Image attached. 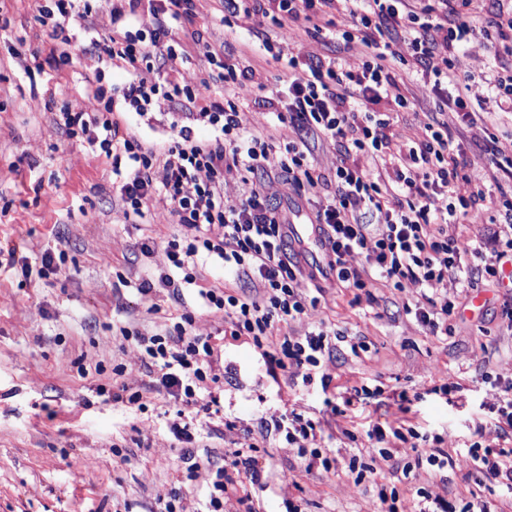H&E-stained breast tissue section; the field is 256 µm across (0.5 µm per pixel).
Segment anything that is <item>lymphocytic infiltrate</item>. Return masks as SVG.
I'll list each match as a JSON object with an SVG mask.
<instances>
[{
  "label": "lymphocytic infiltrate",
  "mask_w": 512,
  "mask_h": 512,
  "mask_svg": "<svg viewBox=\"0 0 512 512\" xmlns=\"http://www.w3.org/2000/svg\"><path fill=\"white\" fill-rule=\"evenodd\" d=\"M194 0H128L115 10L113 23L122 32L112 36L105 52L113 61L153 68L173 56L179 44L178 25L191 19ZM147 8L153 18L150 34L131 33L128 26ZM224 16L234 20L271 19L280 31L306 25L307 32L332 45L327 55L307 52L284 56L280 42L264 39L272 57H287L292 77L276 94L278 109L271 124H286L294 137L277 146L273 135L253 133L236 98L246 71L233 56L208 53L210 69L194 84H149L131 79L113 92L97 88V112L66 111L61 115L69 137L92 134V142L112 158L120 177V195L129 212L143 216L152 203L170 205L178 223L194 229L190 238L166 245L171 272L144 279L139 292L160 286L181 290L195 284L200 262L211 259L224 267V279L248 280L251 293L229 288L201 291L203 306L223 314L234 338H246L264 352L269 370L295 369L303 382L332 379L320 367L331 356L336 331L321 324L301 335L274 336L277 325L300 320L319 303L325 283L367 290L374 282L404 291L419 288L410 312L433 336L449 332L453 305L437 306L436 294L467 288L473 281L499 282L502 266L512 260V163L475 169L464 142L480 146L487 160L512 152V140L490 135L481 121L485 112H512V0H495L492 11L472 10L471 0H224ZM482 49L485 64L468 70L472 47ZM408 66L433 107L417 109L401 91L391 60ZM182 99L173 113L177 133L164 143L121 135L117 110L143 114L145 108ZM392 110L381 109V102ZM421 111L420 135L411 142L395 141L390 133L393 112ZM209 131L195 134L194 125ZM336 153V189L312 209L320 259L304 272L291 238L284 230L307 193L325 182L313 156L312 140ZM162 183H154L155 168ZM276 168L287 189L272 201L263 189L269 168ZM242 179L245 189L233 202L224 199L227 180ZM499 188L497 211L487 205V183ZM460 224H490L494 248L484 254L477 240L459 234ZM478 257L470 264L468 256ZM314 292H299L301 277ZM191 314L164 332L123 330L124 339L139 349L146 370L156 371L155 391L188 406L200 400V385L214 355L209 339L194 335ZM489 412L492 428L476 425V441L467 456L478 481L512 493V380L494 379ZM295 447L306 471L330 472L333 460L324 444L321 422L297 412L277 424ZM494 440H487V431ZM377 454H349L345 469L356 485L374 486L378 512H399L397 491L379 484V462L406 448L423 449L431 471L453 463L440 437L421 435L406 419L378 422L368 431ZM255 461L237 449L231 468H218L204 492V512H224V495L255 478Z\"/></svg>",
  "instance_id": "f902f5d3"
}]
</instances>
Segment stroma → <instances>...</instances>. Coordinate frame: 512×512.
I'll return each mask as SVG.
<instances>
[{"label": "stroma", "mask_w": 512, "mask_h": 512, "mask_svg": "<svg viewBox=\"0 0 512 512\" xmlns=\"http://www.w3.org/2000/svg\"><path fill=\"white\" fill-rule=\"evenodd\" d=\"M38 3L0 0V15L10 20L0 30V247L16 251L14 266L0 270V512H159L175 488L182 491L183 512H197L214 468L230 467L238 447L251 448L258 478L226 495L224 512H286L289 501L302 512H376L373 489L355 486L344 467L305 471L283 437L272 429L256 433L259 422L272 426L296 411L324 421L325 442L336 457L371 450L367 430L375 421L395 420L394 405L373 399L335 417L329 409L341 390L361 384L407 390L413 424L441 437L454 459L447 470L433 475L423 467L405 481L397 478L396 461L381 463L378 480L397 487L401 512H415L420 487L451 501L476 494L512 512V499L493 485H476L465 453L476 423L490 421L485 374L512 379V321L503 311L511 290L475 282L485 307L461 298L452 336L436 337L403 309L418 295L414 285L400 293L377 284L360 295L326 289L318 306L292 323L293 332L325 322L370 343L357 358L338 343L322 365L334 384L327 392L299 376L269 372L261 350L227 335L223 314L202 307L199 289L224 285L220 267L200 266L196 284L184 287L178 300L168 288L137 291L146 274L168 268L167 241L190 230L163 204L141 218L127 214L111 160L87 139L65 134L60 107L96 108V86L109 90L134 77L194 84L209 70L205 46L227 42L256 75L238 92L249 127L287 143L291 128L270 127L268 112L257 105L288 74L287 59H273L259 47V35H275V27L266 23L256 33L225 37L220 0H196V14L182 31H200L203 45H190L187 54L151 70L121 69L88 45L109 43L112 14L122 0H90L89 27L76 30L72 61L30 78L24 65L61 47L49 29L35 24ZM118 120L121 132L158 143L173 134L165 106L144 118L130 112ZM148 241L152 251L142 252ZM47 253L65 261L45 273ZM185 312L193 317V334L215 347L200 390L210 411L191 427L192 471L168 427L180 402L151 389L139 351L121 335L125 327L162 332ZM445 384L454 393H443ZM101 387L106 395H98ZM121 391L140 393L144 410L113 402L112 394Z\"/></svg>", "instance_id": "stroma-1"}]
</instances>
